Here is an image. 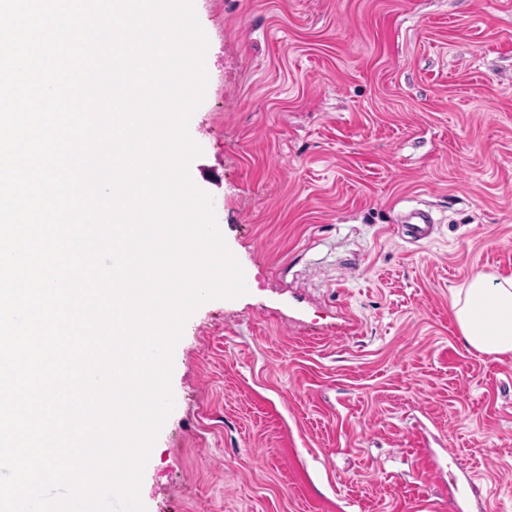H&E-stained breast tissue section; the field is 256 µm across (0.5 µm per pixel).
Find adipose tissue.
Returning <instances> with one entry per match:
<instances>
[{"label":"adipose tissue","instance_id":"ef3b65f1","mask_svg":"<svg viewBox=\"0 0 512 512\" xmlns=\"http://www.w3.org/2000/svg\"><path fill=\"white\" fill-rule=\"evenodd\" d=\"M452 311L468 349L486 355L512 354V277L475 275L453 295Z\"/></svg>","mask_w":512,"mask_h":512}]
</instances>
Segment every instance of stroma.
<instances>
[{"mask_svg": "<svg viewBox=\"0 0 512 512\" xmlns=\"http://www.w3.org/2000/svg\"><path fill=\"white\" fill-rule=\"evenodd\" d=\"M193 7L189 175L249 287L185 323L146 512H512V355L450 309L512 276V0ZM398 224H404L406 235L414 242L428 239L433 233L434 221L426 210L412 211L399 218Z\"/></svg>", "mask_w": 512, "mask_h": 512, "instance_id": "stroma-1", "label": "stroma"}]
</instances>
